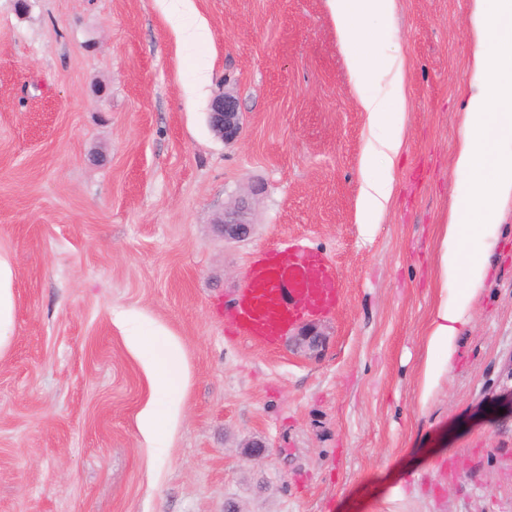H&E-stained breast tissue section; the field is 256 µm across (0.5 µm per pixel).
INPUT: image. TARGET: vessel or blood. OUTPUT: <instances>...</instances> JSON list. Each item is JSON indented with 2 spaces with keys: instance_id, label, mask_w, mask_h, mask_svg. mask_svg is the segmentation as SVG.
<instances>
[{
  "instance_id": "vessel-or-blood-1",
  "label": "vessel or blood",
  "mask_w": 512,
  "mask_h": 512,
  "mask_svg": "<svg viewBox=\"0 0 512 512\" xmlns=\"http://www.w3.org/2000/svg\"><path fill=\"white\" fill-rule=\"evenodd\" d=\"M337 276L319 254L295 247L288 259L261 258L246 274L233 305V331L262 343L302 314L332 308L339 300Z\"/></svg>"
}]
</instances>
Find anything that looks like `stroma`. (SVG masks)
<instances>
[{
  "instance_id": "35a3bbf8",
  "label": "stroma",
  "mask_w": 512,
  "mask_h": 512,
  "mask_svg": "<svg viewBox=\"0 0 512 512\" xmlns=\"http://www.w3.org/2000/svg\"><path fill=\"white\" fill-rule=\"evenodd\" d=\"M169 5L0 0V512H512V202L452 366L419 398L473 0H394L375 29L364 56L403 63V148L367 168L328 0H185L192 41ZM225 93L234 142L208 123ZM381 174L389 205L359 217ZM241 203L252 231L224 242L214 224ZM298 239L340 277L313 355L228 321L253 258ZM125 314L184 351L165 448L137 428L154 393ZM208 122L213 133L220 139L225 142L237 140L242 126L236 98L231 94L216 98L208 112ZM12 271L9 265L0 259V345L5 341L2 335V328L10 323L11 318V296H10V280Z\"/></svg>"
}]
</instances>
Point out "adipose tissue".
I'll list each match as a JSON object with an SVG mask.
<instances>
[{
  "label": "adipose tissue",
  "mask_w": 512,
  "mask_h": 512,
  "mask_svg": "<svg viewBox=\"0 0 512 512\" xmlns=\"http://www.w3.org/2000/svg\"><path fill=\"white\" fill-rule=\"evenodd\" d=\"M359 89L360 104L379 134L369 142L364 166L375 158L393 159L401 152L397 120L399 80L396 60L381 56L360 63L369 35L367 21L386 22L392 0H328ZM477 33L491 31L490 40H477L457 166L466 177L458 185L439 247L442 283L456 287L452 298L435 306L428 328V349L443 354L441 364L426 363L423 391H430L444 367L450 366L461 329L471 318L472 304L494 266L497 224L512 199V0H474ZM129 343L151 373L156 398L137 416V427L156 447L168 445L179 417L176 401L186 381L181 345L174 339L155 344L137 335Z\"/></svg>",
  "instance_id": "obj_1"
}]
</instances>
